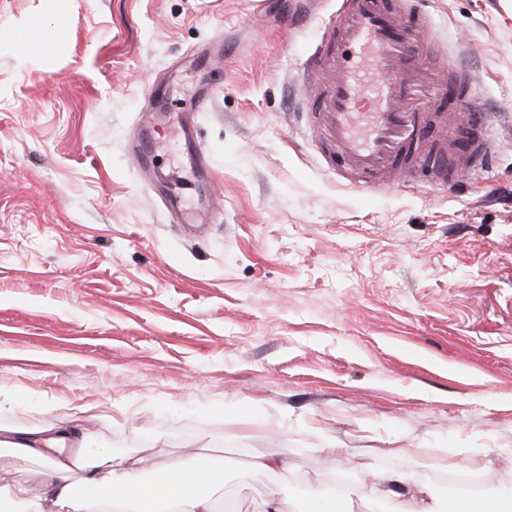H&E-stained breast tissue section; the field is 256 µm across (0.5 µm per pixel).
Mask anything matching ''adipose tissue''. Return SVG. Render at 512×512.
Returning <instances> with one entry per match:
<instances>
[{
	"label": "adipose tissue",
	"mask_w": 512,
	"mask_h": 512,
	"mask_svg": "<svg viewBox=\"0 0 512 512\" xmlns=\"http://www.w3.org/2000/svg\"><path fill=\"white\" fill-rule=\"evenodd\" d=\"M16 455L41 461L46 475L37 491L25 478L0 485V502L19 512H88L94 504L137 503L146 498L154 500L157 512H214L217 482L209 457L202 453L193 469L156 470L151 483L145 484L133 469L114 464L108 450L74 440L65 426L29 433L0 427V459ZM76 469L89 496L74 492L70 474Z\"/></svg>",
	"instance_id": "obj_1"
}]
</instances>
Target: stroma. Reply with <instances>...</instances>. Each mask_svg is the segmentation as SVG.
<instances>
[{
  "instance_id": "35a3bbf8",
  "label": "stroma",
  "mask_w": 512,
  "mask_h": 512,
  "mask_svg": "<svg viewBox=\"0 0 512 512\" xmlns=\"http://www.w3.org/2000/svg\"><path fill=\"white\" fill-rule=\"evenodd\" d=\"M69 2L25 49L54 0H0V425L64 420L120 465L206 449L236 512L341 471L431 487L447 459L512 503V0L428 3L497 115L492 169L385 194L291 114L317 35L288 31L291 0Z\"/></svg>"
}]
</instances>
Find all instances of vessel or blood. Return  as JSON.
<instances>
[{"mask_svg": "<svg viewBox=\"0 0 512 512\" xmlns=\"http://www.w3.org/2000/svg\"><path fill=\"white\" fill-rule=\"evenodd\" d=\"M305 0L291 17L294 30L319 22L294 92V108L308 129L322 166L361 192L423 180L453 188L460 172H485L494 152L492 124L479 112L470 75L449 62L438 78L452 112L465 118L434 134L428 107L414 106L429 55L447 58V46L419 49L430 24L423 0Z\"/></svg>", "mask_w": 512, "mask_h": 512, "instance_id": "b4317fda", "label": "vessel or blood"}]
</instances>
